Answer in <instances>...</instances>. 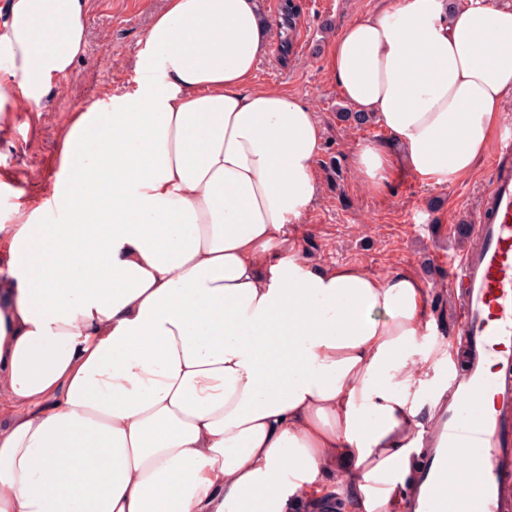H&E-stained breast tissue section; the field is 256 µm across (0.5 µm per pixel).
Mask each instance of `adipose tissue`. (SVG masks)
Returning a JSON list of instances; mask_svg holds the SVG:
<instances>
[{
  "label": "adipose tissue",
  "instance_id": "adipose-tissue-1",
  "mask_svg": "<svg viewBox=\"0 0 512 512\" xmlns=\"http://www.w3.org/2000/svg\"><path fill=\"white\" fill-rule=\"evenodd\" d=\"M88 0L0 8V122L46 111L86 51ZM259 0H166L131 92L72 110L51 199L0 225V512H284L295 494L396 512L448 347L417 274L312 262L300 223L323 131L254 77ZM330 70L421 181L469 175L512 99V7L384 0ZM379 192L395 164L352 151ZM63 216L38 223L43 208ZM41 252L40 271L29 257Z\"/></svg>",
  "mask_w": 512,
  "mask_h": 512
}]
</instances>
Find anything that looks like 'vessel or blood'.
<instances>
[{
	"label": "vessel or blood",
	"mask_w": 512,
	"mask_h": 512,
	"mask_svg": "<svg viewBox=\"0 0 512 512\" xmlns=\"http://www.w3.org/2000/svg\"><path fill=\"white\" fill-rule=\"evenodd\" d=\"M493 171L477 242L453 275L461 366L427 421L404 512H512V140L496 147Z\"/></svg>",
	"instance_id": "1"
}]
</instances>
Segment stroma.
Returning a JSON list of instances; mask_svg holds the SVG:
<instances>
[{
  "instance_id": "obj_1",
  "label": "stroma",
  "mask_w": 512,
  "mask_h": 512,
  "mask_svg": "<svg viewBox=\"0 0 512 512\" xmlns=\"http://www.w3.org/2000/svg\"><path fill=\"white\" fill-rule=\"evenodd\" d=\"M300 33L296 54L281 65L268 51L256 69L255 84L301 97L317 113L323 129V152L317 161L319 190L297 228L312 261L363 265L375 274L412 270L431 284L430 306L436 324L425 346L456 347L452 322L449 266L475 245L473 236H458L456 227L472 224L481 196L493 177L492 151H485L475 170L443 186L417 179L396 163L390 184L371 192L354 176L349 156L357 143L397 146L389 133L373 124L357 129L341 122L336 110L345 100L329 67L330 47L344 26L378 6L379 0H299ZM164 0H90L86 15L87 52L51 91L45 112L13 113L0 124V224L16 223L26 202L49 196L57 172L60 131L77 107H102L113 91L133 90L152 18ZM340 174H331L330 159Z\"/></svg>"
}]
</instances>
